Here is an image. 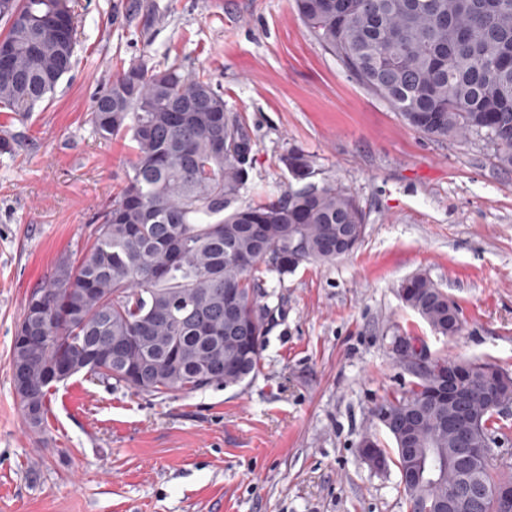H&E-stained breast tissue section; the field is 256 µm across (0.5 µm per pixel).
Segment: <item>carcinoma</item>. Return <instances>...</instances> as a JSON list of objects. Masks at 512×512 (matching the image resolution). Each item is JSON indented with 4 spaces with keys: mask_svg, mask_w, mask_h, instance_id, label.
I'll return each mask as SVG.
<instances>
[{
    "mask_svg": "<svg viewBox=\"0 0 512 512\" xmlns=\"http://www.w3.org/2000/svg\"><path fill=\"white\" fill-rule=\"evenodd\" d=\"M299 20L343 71L399 112L407 125L436 140L492 141L496 164L512 168V0H295ZM9 51L0 68V110L22 115L50 99L72 68L76 44L73 0H0ZM95 133L130 137L135 159L112 204L93 216L94 240L78 265L62 261L52 279L29 295L13 336L10 369L16 399L40 429L49 379L66 364L137 393H190L239 386L254 377L272 308L261 268L285 274L304 262L331 263L353 252L365 234V214L343 187L311 181L315 163L301 151L282 162L304 185L282 198L236 205L251 168L255 142L224 93L205 75L172 64L155 69L134 61L112 76L90 113ZM402 303L431 330L454 336L461 312L424 273L402 282ZM446 357H432L412 387L386 398L393 462L411 512H439L448 486L487 496L472 512H505L496 486L512 483V466L494 452L478 465L448 442ZM487 361L470 362L465 410L481 416L482 438L508 437L495 403L512 397V376ZM430 451L448 461V476L419 480Z\"/></svg>",
    "mask_w": 512,
    "mask_h": 512,
    "instance_id": "1",
    "label": "carcinoma"
}]
</instances>
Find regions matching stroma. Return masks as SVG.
<instances>
[{
	"label": "stroma",
	"mask_w": 512,
	"mask_h": 512,
	"mask_svg": "<svg viewBox=\"0 0 512 512\" xmlns=\"http://www.w3.org/2000/svg\"><path fill=\"white\" fill-rule=\"evenodd\" d=\"M77 0L75 64L54 96L0 112V512H409L396 467L362 458L375 417L414 377L390 353L512 373V170L488 150L440 142L350 79L298 19L294 0ZM203 73L256 143L240 205L277 199L281 161L312 156L317 182L348 190L366 217L352 254L264 276L275 311L261 369L244 385L138 394L83 375L52 389L41 431L16 399L10 353L30 292L77 262L91 219L121 189L128 137L89 121L102 79L130 62ZM427 274L463 313L435 334L397 289ZM408 338L405 336H396L393 344L391 345V349L410 355V357H408L403 363L404 365L411 366L420 364L428 354L419 343Z\"/></svg>",
	"instance_id": "35a3bbf8"
}]
</instances>
